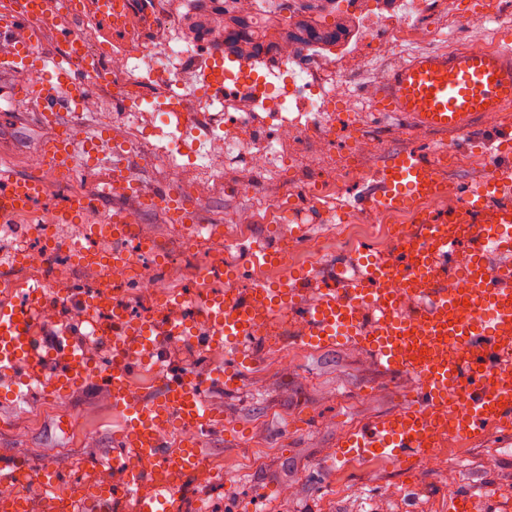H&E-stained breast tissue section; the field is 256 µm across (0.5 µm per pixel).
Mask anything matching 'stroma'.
<instances>
[{"mask_svg": "<svg viewBox=\"0 0 512 512\" xmlns=\"http://www.w3.org/2000/svg\"><path fill=\"white\" fill-rule=\"evenodd\" d=\"M24 84L0 70V151L9 153L20 176H33L28 154L47 137L33 100L18 98ZM146 231L165 246L167 274L176 289L191 293L195 282L164 212L146 215ZM284 366L246 365L234 389L218 388L210 406L224 420L207 441L205 456L224 470L205 494L215 512H450L443 468L413 467L405 473L387 459L370 456L354 468L336 462V448L351 429L407 405L409 377L378 370L353 345L311 348L284 329ZM12 381L0 373V460L24 449L63 474L123 491L121 471L99 467L112 448L122 418L102 388H76L66 412H57L33 389L27 401L9 394ZM261 459L250 476L238 478L242 457ZM456 487L474 491L473 512H512V441L495 431L462 446Z\"/></svg>", "mask_w": 512, "mask_h": 512, "instance_id": "obj_1", "label": "stroma"}]
</instances>
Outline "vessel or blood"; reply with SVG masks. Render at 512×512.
Here are the masks:
<instances>
[{
  "mask_svg": "<svg viewBox=\"0 0 512 512\" xmlns=\"http://www.w3.org/2000/svg\"><path fill=\"white\" fill-rule=\"evenodd\" d=\"M95 17L107 35L122 34L123 24L108 2ZM20 32L26 35L21 42L16 39ZM49 35L58 50L47 48ZM12 40L16 52L0 61V68L23 66L38 72L59 54L81 55L66 0H6L0 7V41ZM82 79L80 69L57 68L51 85L28 87V94L42 104V121L56 123L72 110ZM372 104L375 111L395 113L425 130L456 138L469 135L483 112H512V37L493 49L464 45L413 57L388 73ZM483 143L492 156L487 175L463 188L461 205L442 213L416 208L419 200L448 190L433 158L411 150L389 156L378 176L381 189L367 208L414 210L413 224L397 238L391 258L366 255L351 271L338 266L336 284L321 289L315 301L306 299L304 273L274 289L255 281L204 299L207 330L193 345L203 352L223 342V368L190 370L161 358V337L181 330L168 310L155 313L148 323L113 310L105 328L91 330L110 338L112 358L94 364L71 337L55 339L49 347L37 344L29 333L31 314L1 301L0 369L18 384L48 375L64 390L87 383L107 388L113 408L124 418L112 436V457L141 461L125 472L133 512H172V498L205 458L197 442L166 447L162 429L178 421L207 432L221 427L208 394L215 386L237 382L248 350L257 342V328L277 312L301 311L305 328L297 341L318 347L347 342L368 353L383 371L412 379L408 405L348 432L336 450L338 461L375 454L409 466L426 460L431 449L451 437L480 439L492 428L511 434L512 124L489 131ZM88 151L96 161L111 164L115 177L127 178V169L112 160L107 133L93 132ZM45 194L40 181L1 169L0 223H10L15 212L34 210ZM102 201V194L90 189L66 198L57 213L62 223L80 224ZM111 224L113 262L134 259L142 243L127 232L120 214H113ZM463 240L471 259L459 268L454 256ZM154 363L159 387L145 395L132 393L130 377ZM160 455L168 469L164 479L147 466ZM21 472L43 492L62 491L56 468L23 458L0 462V483ZM118 509L108 488L75 506V512Z\"/></svg>",
  "mask_w": 512,
  "mask_h": 512,
  "instance_id": "vessel-or-blood-1",
  "label": "vessel or blood"
}]
</instances>
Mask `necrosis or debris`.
I'll list each match as a JSON object with an SVG mask.
<instances>
[{
  "mask_svg": "<svg viewBox=\"0 0 512 512\" xmlns=\"http://www.w3.org/2000/svg\"><path fill=\"white\" fill-rule=\"evenodd\" d=\"M474 2L479 9L471 13L458 9L457 0H224L204 18L198 0H129L127 36L113 47L91 20L73 28L86 61L65 129L79 150L75 166L58 169L41 146L29 160L43 183L78 194L75 182L90 166L82 148L94 119L111 132L113 150L159 162L172 183L192 171L184 186L190 198L204 201L223 189L238 201L224 221L240 234L209 254V266L218 270L257 248L253 226L299 224L306 208L337 204L331 237H306L256 269V279L270 285L363 241L388 257L413 213L361 212L341 199L374 178L390 143L408 139L410 129L380 131L365 103L396 64L460 40L484 47L488 22H512V0ZM106 74L115 102L110 111L94 92ZM239 162L248 176L225 180L227 167ZM285 180L295 188L286 196L278 190ZM0 232L14 241L0 251V267L37 269L50 286L32 334L71 318L105 319V312L73 303L70 273L77 267L102 273L88 297L108 296L136 321L167 304L172 283L158 272L157 253L113 262L106 238L60 237L53 214L42 210L27 223L0 225Z\"/></svg>",
  "mask_w": 512,
  "mask_h": 512,
  "instance_id": "necrosis-or-debris-1",
  "label": "necrosis or debris"
}]
</instances>
